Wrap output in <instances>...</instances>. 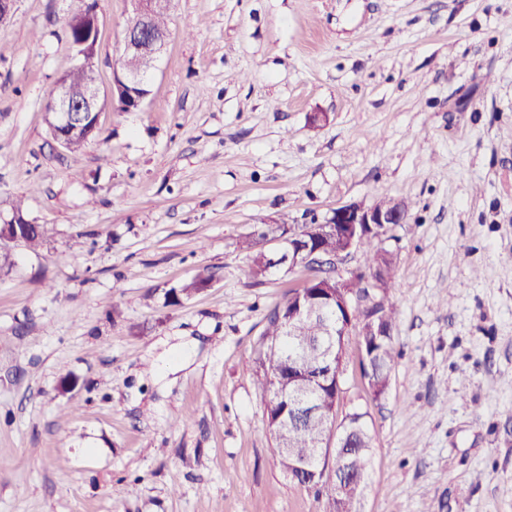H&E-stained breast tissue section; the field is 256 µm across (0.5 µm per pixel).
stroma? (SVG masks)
<instances>
[{"instance_id":"obj_1","label":"stroma","mask_w":512,"mask_h":512,"mask_svg":"<svg viewBox=\"0 0 512 512\" xmlns=\"http://www.w3.org/2000/svg\"><path fill=\"white\" fill-rule=\"evenodd\" d=\"M81 5L15 0L0 23V224L20 199L46 229L0 269V512H317L252 380L305 276L245 285L236 242L382 197L411 210L384 241L380 399L348 345L361 512H512V0H174L144 109L106 103L71 152L44 112ZM95 7L107 90L129 7ZM212 280L211 275H201L194 281L184 284L180 288H170L165 291L164 298L168 305L181 304L183 299L190 298L192 295L207 288ZM364 413L353 410L346 414L340 421L351 430L348 438L351 439L356 447L351 448H367L372 449L373 436L364 421Z\"/></svg>"}]
</instances>
